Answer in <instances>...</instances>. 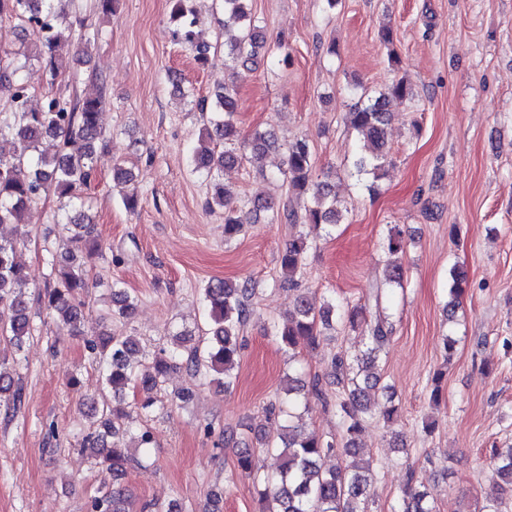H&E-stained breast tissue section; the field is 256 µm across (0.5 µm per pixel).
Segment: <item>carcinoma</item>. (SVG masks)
I'll list each match as a JSON object with an SVG mask.
<instances>
[{
    "instance_id": "obj_1",
    "label": "carcinoma",
    "mask_w": 512,
    "mask_h": 512,
    "mask_svg": "<svg viewBox=\"0 0 512 512\" xmlns=\"http://www.w3.org/2000/svg\"><path fill=\"white\" fill-rule=\"evenodd\" d=\"M190 2L170 0L172 34L204 68L209 63L211 45L201 41L195 31ZM217 2L224 12V33L228 34L224 39V71L239 63L255 62L264 38L249 0ZM67 7V0H0V20H14L33 36L26 49L5 50L0 56V94L6 97L5 107L0 110V142L12 145L9 156L0 155V224H13L17 230L16 238L0 240V332L3 340L18 352L36 331L27 299L28 267L22 253L30 240L25 215L31 204L49 192L70 205L82 202L79 190L90 182L106 147L100 125L105 105L102 95L70 100L60 92L48 91L40 108L29 106L31 89L22 75L28 65L34 60L41 63L49 76L48 85L53 86L66 69L74 41L87 48L99 35L97 29L74 34L72 25L65 20ZM176 92L192 108L210 114L200 130L199 146L192 152L191 165L206 182V207L224 210V241L228 243L242 232L244 208L256 217L272 212L268 217L271 224L308 226L309 232L294 236L280 257L278 287L298 290L304 257L312 244L310 234L331 233V227L341 218L329 185L313 180L315 165L309 145L304 140L289 144L282 167L278 168L302 205L275 212L269 202L255 197L242 201L239 208L228 198L220 173L245 161L259 162L277 148L274 134L256 131L251 137L238 140L236 89L227 77L208 97H198L194 89L180 84L176 85ZM412 95L411 85L402 78L387 92L358 102L346 114L348 125L360 139L354 161L358 175L368 176L374 182L384 177L388 163L385 136L389 102ZM44 139L54 141L53 151L40 148ZM68 220L73 236L61 247L47 250L55 283L39 293L37 300L54 314L59 329L74 333L84 319L82 297L88 289L87 265L102 254L103 247L95 225L84 212L78 210ZM404 248L402 229L388 228L384 284L389 287L403 286L399 259ZM450 278L445 309L449 318L461 305L466 275L455 266ZM200 293L206 321L198 328V335L189 330L176 332L175 342L150 359L138 358L139 342L133 336L106 330L86 339V348L113 393L119 395L128 390L142 412L166 413L168 406L156 393L168 373L183 363L201 378L226 389L235 385L242 356V330L250 315L248 299L255 289L210 280L201 286ZM135 307L134 296L124 288L112 286V317L127 320ZM336 328L359 337L361 349L351 357L337 354L332 358V376L342 385L335 400H330L319 377L312 380L310 391L323 402L334 403L343 426L341 439L323 437L299 423L302 415L296 396L300 388L288 385L284 396L269 408L271 413L288 417V429L275 440L264 434L254 436L256 445L274 450L281 460L276 474L261 479L263 512H372L366 476L370 460L358 452L357 436L366 419L376 415L388 423L398 414L395 392L387 384L379 385L378 373L392 337V323L386 317L367 320L361 307L348 309L333 298L318 305L315 299L299 293L293 311L288 313L276 336L292 361L299 345L314 347L324 331ZM22 395L20 380L13 376L8 359L0 356V402L15 409ZM155 443L153 430L136 423L125 411L113 407L92 409V422L78 445L94 465L106 467L112 474V483L97 489L87 512H130L132 500L121 483L128 467L139 462L130 449L146 450ZM329 456L336 457V467L321 469L320 459ZM495 472L497 480L482 512H501L506 501L512 500V446L496 451ZM407 494L410 498L404 502L402 512H435V506L426 501L424 494L410 490Z\"/></svg>"
}]
</instances>
